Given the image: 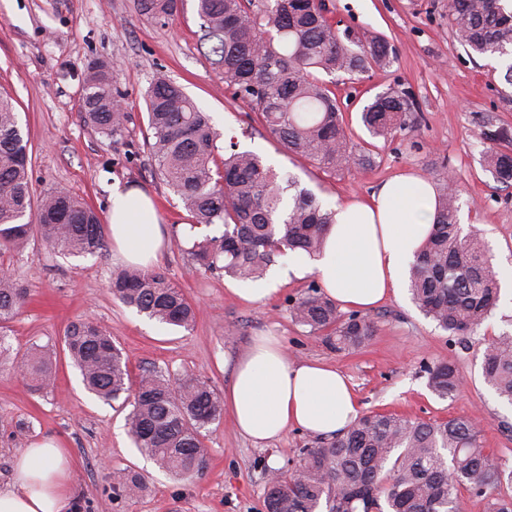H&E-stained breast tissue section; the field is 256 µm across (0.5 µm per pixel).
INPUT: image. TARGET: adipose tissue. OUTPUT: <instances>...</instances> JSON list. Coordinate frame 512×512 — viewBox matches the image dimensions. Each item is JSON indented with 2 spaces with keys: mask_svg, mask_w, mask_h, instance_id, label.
Listing matches in <instances>:
<instances>
[{
  "mask_svg": "<svg viewBox=\"0 0 512 512\" xmlns=\"http://www.w3.org/2000/svg\"><path fill=\"white\" fill-rule=\"evenodd\" d=\"M435 189L430 180L401 175L367 198L336 207L323 251L291 253L280 278L316 274L340 309L367 310L397 294L410 265L433 229ZM107 222L112 248L126 264L142 269L157 260L165 238L154 202L145 192L111 187ZM224 402L238 432L263 442L297 428L318 437L343 432L359 415L347 379L322 362L289 359L276 336L254 337L234 363ZM69 458L54 441L22 450L10 482L0 487V512H70Z\"/></svg>",
  "mask_w": 512,
  "mask_h": 512,
  "instance_id": "adipose-tissue-1",
  "label": "adipose tissue"
}]
</instances>
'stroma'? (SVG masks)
Returning <instances> with one entry per match:
<instances>
[{"instance_id":"stroma-1","label":"stroma","mask_w":512,"mask_h":512,"mask_svg":"<svg viewBox=\"0 0 512 512\" xmlns=\"http://www.w3.org/2000/svg\"><path fill=\"white\" fill-rule=\"evenodd\" d=\"M334 20L355 35H379L395 51L387 68H371L357 82L337 81L354 142L370 141L373 163L354 172L326 173L290 154L253 122L252 108L224 90V77L198 50L196 0L160 23L141 16L136 0H0V90L14 100L29 141L33 192L64 189L84 199L98 216L111 205L113 183L153 197L168 245L153 266L181 288L195 308L191 330L172 329L125 306L112 293L122 262L111 247L95 254L61 255L32 237L23 252H0L27 297L10 323L17 355L38 345L54 353L57 372L49 391L28 389L11 366L0 367V485L13 457L46 439L65 448L72 512H266L267 468L294 469L300 451L317 438L289 429L276 441L256 443L237 433L231 418L208 426L202 446L207 466L178 477L159 468L127 434L126 413L88 392L64 353L63 336L74 322H97L123 351L132 375L159 371L191 375L224 392L234 360L257 336L280 337L290 359L336 366L350 377L361 413L395 414L415 421L477 416L479 438L497 463L512 467V403L482 377L483 350L512 333V187L494 181L483 161V126L512 129V86L503 74L508 58L477 57L456 38L448 0H331ZM113 65L129 121L122 134L105 135L84 120V76L89 62ZM160 78L181 85L224 137L260 155L279 173L294 175L328 207L371 196L400 173L426 175L447 164L459 184V221L485 241L498 274L497 306L481 325L450 335L424 317L408 288L364 311L375 334L363 346L336 350L291 318L289 304L311 277L280 283L259 299L242 295L244 281L212 273L189 254L187 213L157 175L149 153L146 93ZM409 88L414 127L393 137L370 138L359 121L364 105L390 84ZM455 365L458 394L438 398L426 367ZM143 480L137 493L117 495L115 473Z\"/></svg>"}]
</instances>
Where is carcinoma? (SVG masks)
<instances>
[{
    "label": "carcinoma",
    "instance_id": "cac0c4a2",
    "mask_svg": "<svg viewBox=\"0 0 512 512\" xmlns=\"http://www.w3.org/2000/svg\"><path fill=\"white\" fill-rule=\"evenodd\" d=\"M181 0H137L139 13L164 22ZM457 38L471 54L512 56V0H448ZM325 0H197L200 53L224 75V85L251 105L265 129L290 154L316 168L352 171L369 162L357 146L331 92L318 74L350 77L371 65H391L381 37H352L327 17ZM83 111L99 131L117 136L127 113L118 98L112 68L94 62L85 73ZM150 153L161 180L176 193L194 224L220 225L219 236L196 241L190 254L205 268L242 281L266 278L274 258L287 251L314 255L323 247L335 211L289 177L280 179L262 158L235 145H220L221 133L168 79L147 92ZM411 92L396 83L363 107L360 120L373 137L388 138L414 122ZM480 138L485 166L496 182L512 186V130L489 125ZM28 141L11 99L0 94V246L19 251L30 232L64 254H94L104 247L100 219L82 199L64 189L43 195L32 207ZM437 190L435 228L411 269L412 299L423 315L452 335L481 324L499 297V281L484 240L458 223L457 178L443 165L433 173ZM112 292L126 306L159 324L193 326L195 311L183 291L157 272L123 269ZM26 291L0 275V363L9 359L6 329ZM291 317L332 347H360L374 323L355 313L345 320L336 304L311 286L289 307ZM64 344L86 389L106 402L131 405L128 433L137 448L176 475L206 467L202 430L223 419L220 397L187 375L177 382L160 372L132 381L127 359L93 321L72 324ZM22 378L42 392L53 384L56 361L33 345L22 359ZM484 381L512 404V334L498 337L483 354ZM438 397L458 391L450 363L426 367ZM267 512H462L460 489L486 502V512H512V498L496 493L512 482V469L484 452L476 421L468 416L423 422L392 414L360 416L333 441L305 448L295 471H270Z\"/></svg>",
    "mask_w": 512,
    "mask_h": 512
}]
</instances>
